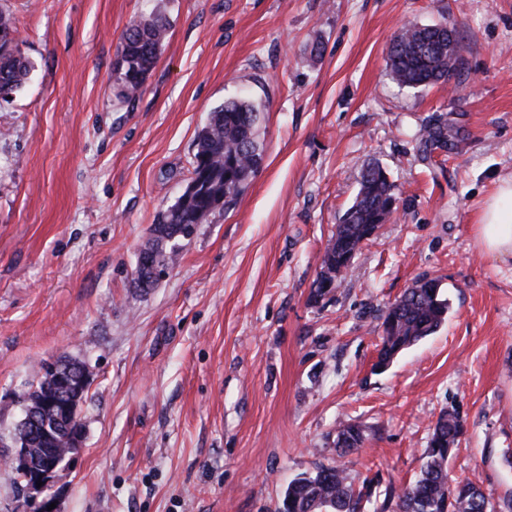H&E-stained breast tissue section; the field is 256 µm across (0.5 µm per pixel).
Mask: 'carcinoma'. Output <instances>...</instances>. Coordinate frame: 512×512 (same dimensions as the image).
<instances>
[{"mask_svg": "<svg viewBox=\"0 0 512 512\" xmlns=\"http://www.w3.org/2000/svg\"><path fill=\"white\" fill-rule=\"evenodd\" d=\"M168 20L152 14L134 21L123 34L116 82L118 99L131 102L142 90L158 59ZM460 64L456 32L446 24L405 26L392 39L386 66L401 88L426 89L444 85ZM30 74V64L18 48L17 27L11 14L0 10V91L19 92ZM259 112L247 101L231 100L210 113L196 139L191 177L186 191L149 229L140 254L155 257L158 268L169 269L180 254V241L191 238L199 225L218 209L231 206L255 176L262 150L259 143ZM458 129L450 119H438L418 136L424 155L454 146ZM393 184L378 165L363 172L352 205L341 215L328 240L313 297L322 299L340 284L346 261L361 253L379 227L396 212ZM450 303L439 281L422 276L415 280L384 312L383 334L374 369L386 370L407 348L435 334L445 322ZM46 378L37 375L30 389L20 395L24 406H36L52 392ZM463 426L457 416L442 414L436 422L426 451L427 462L419 479L396 494L398 512H500L485 492L471 481L448 484V458L460 443ZM73 431L59 427L49 435L32 433L13 437L14 446L29 449L31 459L41 460L47 448H67ZM365 437L361 429L342 422L336 429L338 455L359 451ZM366 493L355 488L347 469L336 464L289 483L277 512H359Z\"/></svg>", "mask_w": 512, "mask_h": 512, "instance_id": "1", "label": "carcinoma"}]
</instances>
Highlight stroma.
I'll list each match as a JSON object with an SVG mask.
<instances>
[{
	"label": "stroma",
	"instance_id": "35a3bbf8",
	"mask_svg": "<svg viewBox=\"0 0 512 512\" xmlns=\"http://www.w3.org/2000/svg\"><path fill=\"white\" fill-rule=\"evenodd\" d=\"M31 79L0 102V439L42 363L81 360L83 440L61 512H276L293 479L343 461L366 512L413 483L441 414L465 434L448 482L512 499V256L476 223L512 173V0H0ZM169 22L142 92L115 97L129 23ZM461 44L448 88H400L387 48L409 24ZM229 100L261 113L262 165L235 204L140 291L141 243ZM449 115L446 162L416 134ZM378 162L396 213L323 299V250ZM450 302L384 372L383 312L419 277ZM363 448L336 452L341 422Z\"/></svg>",
	"mask_w": 512,
	"mask_h": 512
}]
</instances>
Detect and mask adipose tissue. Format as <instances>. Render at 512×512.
<instances>
[{
    "label": "adipose tissue",
    "mask_w": 512,
    "mask_h": 512,
    "mask_svg": "<svg viewBox=\"0 0 512 512\" xmlns=\"http://www.w3.org/2000/svg\"><path fill=\"white\" fill-rule=\"evenodd\" d=\"M477 239L489 254L512 256V177L501 180L486 201L477 224Z\"/></svg>",
    "instance_id": "1"
}]
</instances>
